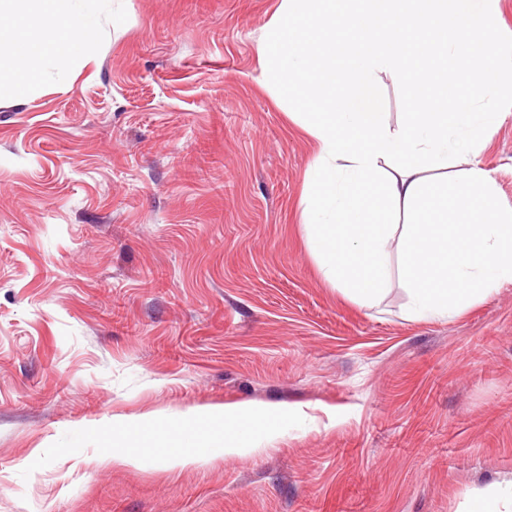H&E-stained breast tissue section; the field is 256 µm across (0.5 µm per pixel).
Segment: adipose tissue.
I'll use <instances>...</instances> for the list:
<instances>
[{
  "label": "adipose tissue",
  "mask_w": 512,
  "mask_h": 512,
  "mask_svg": "<svg viewBox=\"0 0 512 512\" xmlns=\"http://www.w3.org/2000/svg\"><path fill=\"white\" fill-rule=\"evenodd\" d=\"M107 0H0V15L26 18V32H0V53L14 57L35 56L41 66L64 74L70 52L93 61L97 45L86 34L95 29Z\"/></svg>",
  "instance_id": "ef3b65f1"
}]
</instances>
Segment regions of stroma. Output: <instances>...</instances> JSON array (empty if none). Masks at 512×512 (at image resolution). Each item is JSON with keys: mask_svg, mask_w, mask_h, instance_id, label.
Wrapping results in <instances>:
<instances>
[{"mask_svg": "<svg viewBox=\"0 0 512 512\" xmlns=\"http://www.w3.org/2000/svg\"><path fill=\"white\" fill-rule=\"evenodd\" d=\"M279 0H114L0 85V512H473L512 481V284L419 320L327 283L314 142L264 88ZM512 201V117L481 153ZM248 415L166 469L146 432ZM239 434L236 452L213 451Z\"/></svg>", "mask_w": 512, "mask_h": 512, "instance_id": "obj_1", "label": "stroma"}]
</instances>
